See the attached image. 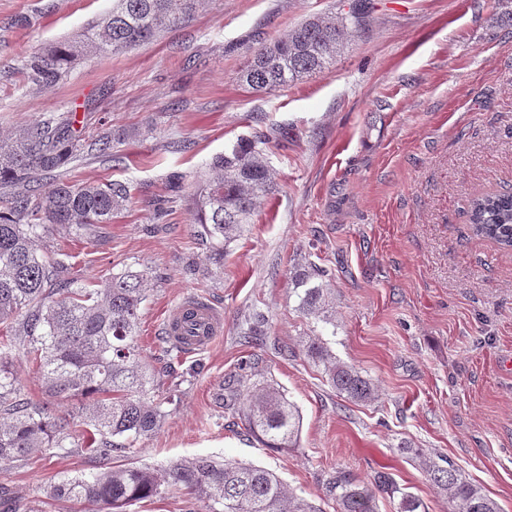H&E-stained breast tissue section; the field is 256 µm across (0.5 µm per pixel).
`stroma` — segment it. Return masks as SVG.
Here are the masks:
<instances>
[{
    "mask_svg": "<svg viewBox=\"0 0 512 512\" xmlns=\"http://www.w3.org/2000/svg\"><path fill=\"white\" fill-rule=\"evenodd\" d=\"M347 4L201 0L153 40L84 57L44 86L28 79L27 60L109 13L112 0H0V135L48 112L114 135L111 158L88 154L61 175L129 183L126 209L95 238L55 229L39 248L69 254L79 287L125 268L147 273L142 359L189 379L135 465L234 460L315 504L336 467L364 481L385 472L427 512H449L421 452L451 460L512 512V251L475 237L467 217L473 195L512 190V0H370L360 34L323 72L270 93L241 85L258 48ZM280 128L288 136L267 156L273 192L222 270L191 273L205 256L190 222L197 180L240 139ZM305 260L330 275L331 322L301 315L289 296V270ZM188 296L224 315L223 335L194 355L159 334ZM253 308L270 319L260 351L240 339ZM310 336L360 368L378 397L337 394L300 351ZM252 360L299 407L298 447H262L233 425L220 391ZM90 471L81 451L0 463V486L39 512H84L51 490Z\"/></svg>",
    "mask_w": 512,
    "mask_h": 512,
    "instance_id": "35a3bbf8",
    "label": "stroma"
}]
</instances>
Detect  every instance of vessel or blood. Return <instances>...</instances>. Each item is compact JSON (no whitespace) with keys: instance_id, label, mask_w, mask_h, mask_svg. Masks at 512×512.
<instances>
[{"instance_id":"b4317fda","label":"vessel or blood","mask_w":512,"mask_h":512,"mask_svg":"<svg viewBox=\"0 0 512 512\" xmlns=\"http://www.w3.org/2000/svg\"><path fill=\"white\" fill-rule=\"evenodd\" d=\"M223 333V318L209 304L189 299L166 318V340L185 354L193 355L210 347Z\"/></svg>"}]
</instances>
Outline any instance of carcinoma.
<instances>
[{"label": "carcinoma", "instance_id": "obj_1", "mask_svg": "<svg viewBox=\"0 0 512 512\" xmlns=\"http://www.w3.org/2000/svg\"><path fill=\"white\" fill-rule=\"evenodd\" d=\"M198 0H112V11L76 39L55 43L26 64L29 77L58 80L77 58L117 54L143 44L196 9ZM363 13L353 8L336 18L313 17L259 48L241 70L239 81L255 92H271L319 73L332 63L362 28ZM276 137L258 132L230 153L215 157L214 174L197 182L191 197V223L208 245L206 269L224 266V254L250 223L258 200L273 190L266 152ZM112 148V131L100 128L85 138L69 115L45 114L18 135L0 140V462L41 459L71 452L75 420L85 426L80 448L95 473L64 476L52 497L86 503L96 512L127 508L167 490L183 491L205 512H322L288 489L278 476L254 465L210 457L182 459L164 473L131 464H112V453L136 454L139 442L162 425L165 399L159 382L142 363L137 329L144 273L125 269L102 288H72L62 275L65 259L40 253L41 233L54 227L90 231L110 224L131 198L126 182L61 181L41 192L46 175L97 151ZM474 236L512 250V193L474 196L468 205ZM325 270L312 262L293 267L296 308L306 317L328 319L331 288ZM247 335L266 336L269 319L252 312ZM36 364L49 402L22 392L12 370L14 351ZM307 361L322 368L327 382L355 403L377 397L375 384L353 365L336 360L325 343L302 344ZM229 405L247 436L265 448L298 446L297 406L273 381L252 382L238 375ZM423 470L451 506V512H500L496 501L457 473L422 455ZM334 512H379V498L398 500L397 512H426L419 497L404 491L388 473L368 482L338 468L323 482Z\"/></svg>", "mask_w": 512, "mask_h": 512}]
</instances>
